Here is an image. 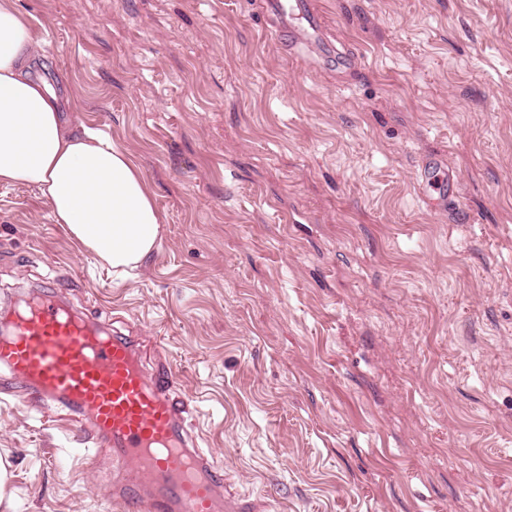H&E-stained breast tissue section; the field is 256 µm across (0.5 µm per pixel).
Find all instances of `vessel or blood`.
I'll return each instance as SVG.
<instances>
[{
	"label": "vessel or blood",
	"mask_w": 512,
	"mask_h": 512,
	"mask_svg": "<svg viewBox=\"0 0 512 512\" xmlns=\"http://www.w3.org/2000/svg\"><path fill=\"white\" fill-rule=\"evenodd\" d=\"M0 369L109 449L112 497L131 512H268L233 493L228 470L198 448L172 370L147 371L133 340L101 332L54 293L30 294L0 326Z\"/></svg>",
	"instance_id": "vessel-or-blood-1"
}]
</instances>
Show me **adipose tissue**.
<instances>
[{"label":"adipose tissue","mask_w":512,"mask_h":512,"mask_svg":"<svg viewBox=\"0 0 512 512\" xmlns=\"http://www.w3.org/2000/svg\"><path fill=\"white\" fill-rule=\"evenodd\" d=\"M41 49L12 0H0V185L39 189L55 223L116 274L156 249L163 218L131 154L62 119L54 90L28 67Z\"/></svg>","instance_id":"adipose-tissue-1"}]
</instances>
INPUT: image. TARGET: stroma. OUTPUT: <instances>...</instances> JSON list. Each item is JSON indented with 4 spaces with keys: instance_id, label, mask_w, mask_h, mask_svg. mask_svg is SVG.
I'll use <instances>...</instances> for the list:
<instances>
[{
    "instance_id": "35a3bbf8",
    "label": "stroma",
    "mask_w": 512,
    "mask_h": 512,
    "mask_svg": "<svg viewBox=\"0 0 512 512\" xmlns=\"http://www.w3.org/2000/svg\"><path fill=\"white\" fill-rule=\"evenodd\" d=\"M263 2L14 0L164 222L121 278L0 185V316L49 290L135 339L286 512H512V0H308L295 46ZM70 423L0 390L18 512H124Z\"/></svg>"
}]
</instances>
